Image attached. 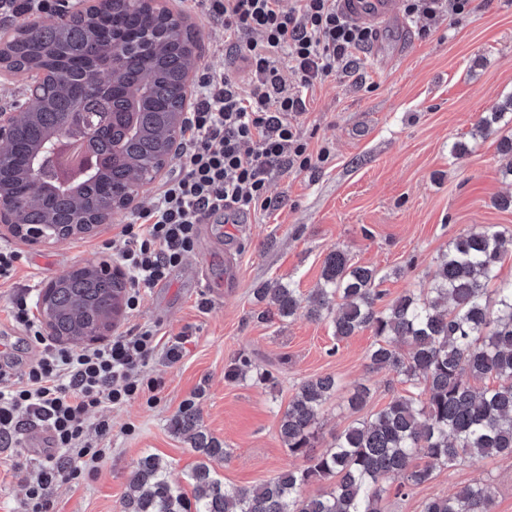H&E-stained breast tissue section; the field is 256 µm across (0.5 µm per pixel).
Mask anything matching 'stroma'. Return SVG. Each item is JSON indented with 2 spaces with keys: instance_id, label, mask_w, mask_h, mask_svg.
Returning <instances> with one entry per match:
<instances>
[{
  "instance_id": "obj_1",
  "label": "stroma",
  "mask_w": 512,
  "mask_h": 512,
  "mask_svg": "<svg viewBox=\"0 0 512 512\" xmlns=\"http://www.w3.org/2000/svg\"><path fill=\"white\" fill-rule=\"evenodd\" d=\"M165 3L192 29L198 64L237 73L236 57L211 51L224 40L220 22L184 9L180 0ZM408 22L410 39L386 36L393 57L388 67L374 64L372 47L354 51L335 76L316 85L307 112L294 117L309 151L324 148L328 157L302 171L274 168L268 211L234 223L212 219L207 287H196L179 268L168 285L146 297L141 321L156 325L161 336L187 337L186 351L174 363L153 356L145 368L144 378L161 383L156 401L141 398L103 411L112 424L109 452L97 472L54 481L46 491L51 512H121L128 477L148 454L162 458L175 487L191 492L188 475L199 456L170 427L185 401H194L203 431L232 452L218 467L224 482L251 486L298 463L283 447L278 426L303 380L331 375L342 387L322 411V449L360 417L347 405V390L368 386L370 413L401 392L396 375L368 366L371 331L336 341L328 322L301 313L268 317L254 290L290 282L299 299H307L325 258L341 248L352 262L384 275L391 300L427 287L438 257L458 235L483 225L512 233V208L494 203L512 196V180L502 173L512 159L500 153L498 136L473 134L483 113L512 98V0H471L464 13L433 23L413 15ZM459 141L469 151L455 159L450 148ZM135 217L132 211L114 216L90 236L55 244L0 236L25 257L15 276L0 283V329H10L11 303L30 286L111 258L108 243ZM228 251L235 258L232 270L224 259ZM242 354L256 370L272 371L276 385L256 383L254 373L225 380L227 366ZM40 468L31 449L0 445V512H23ZM476 481L491 485L493 512H512L510 456L441 468L409 496L388 494L383 508L420 512L425 500Z\"/></svg>"
}]
</instances>
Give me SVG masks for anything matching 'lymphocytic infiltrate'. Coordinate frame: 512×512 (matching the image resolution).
<instances>
[{"mask_svg":"<svg viewBox=\"0 0 512 512\" xmlns=\"http://www.w3.org/2000/svg\"><path fill=\"white\" fill-rule=\"evenodd\" d=\"M189 3L223 23L224 48L240 56L242 73L233 77L203 66L176 171L135 223L121 228L117 256L129 275L126 306L133 315L194 251L199 225L217 215L269 208L270 170L281 164L310 167L313 156L292 118L306 111L309 91L372 37L344 16L337 0ZM60 8V0H0V29ZM284 63L297 77L295 88H287L282 77ZM11 323L41 350L23 373L0 365V442L13 443L32 423L49 431L51 448L36 485L28 489L25 510L48 512L45 486L64 472L76 479L97 471L107 455L101 438L112 425L89 421V413L157 390L140 372L160 339L155 326L142 323L96 346L48 343L21 296L12 302Z\"/></svg>","mask_w":512,"mask_h":512,"instance_id":"obj_1","label":"lymphocytic infiltrate"}]
</instances>
